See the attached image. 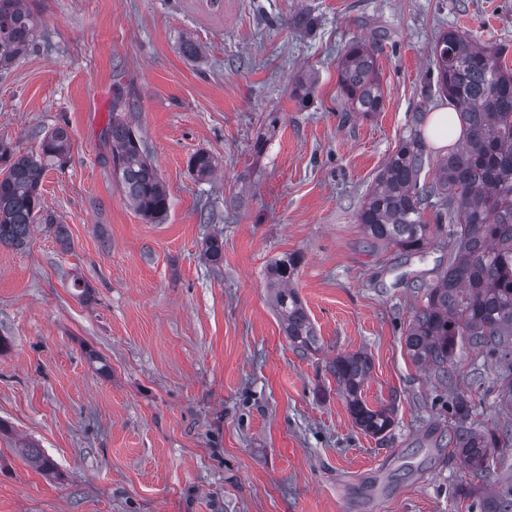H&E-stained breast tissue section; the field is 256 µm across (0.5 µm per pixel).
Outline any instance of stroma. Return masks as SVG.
<instances>
[{
  "instance_id": "35a3bbf8",
  "label": "stroma",
  "mask_w": 512,
  "mask_h": 512,
  "mask_svg": "<svg viewBox=\"0 0 512 512\" xmlns=\"http://www.w3.org/2000/svg\"><path fill=\"white\" fill-rule=\"evenodd\" d=\"M27 2L42 25L0 71V139L35 153L66 124L70 148L39 188L68 243L39 223L25 247L0 245V512H480L511 491L512 451L477 474L450 442L449 389L477 402L476 426L503 420L497 369L465 346L441 378L404 344L449 228L407 255L357 213L446 103L429 86L439 34L508 45L512 69V0ZM360 40L384 90L368 115L338 89ZM116 111L168 189L163 219L123 201ZM199 151L219 161L210 179L189 169ZM291 253L316 354L289 342L267 288ZM356 352L371 362L363 400L392 412L382 439L355 425L326 367ZM28 441L52 472L22 454Z\"/></svg>"
}]
</instances>
